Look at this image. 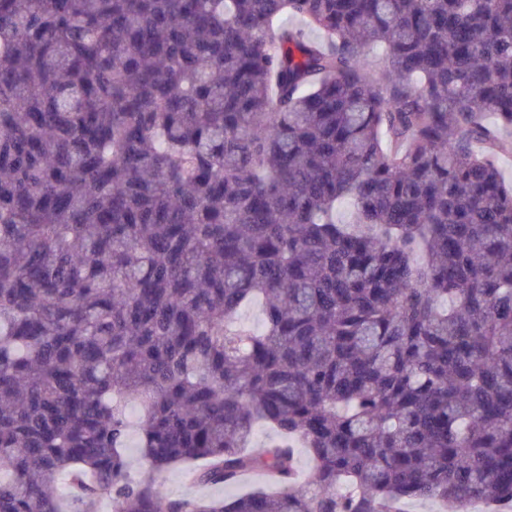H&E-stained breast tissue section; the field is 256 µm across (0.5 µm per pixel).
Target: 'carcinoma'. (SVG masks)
Returning <instances> with one entry per match:
<instances>
[{
  "instance_id": "obj_1",
  "label": "carcinoma",
  "mask_w": 512,
  "mask_h": 512,
  "mask_svg": "<svg viewBox=\"0 0 512 512\" xmlns=\"http://www.w3.org/2000/svg\"><path fill=\"white\" fill-rule=\"evenodd\" d=\"M503 153L512 0H0V512L512 503ZM140 420L134 415L133 423L130 430L125 454L130 462L129 477L135 478L140 470L147 467V462L141 457L139 448H136L139 442ZM166 493L173 498L194 499L201 496H212L231 499L247 491L251 485L234 484L231 486H198L191 484L183 475L181 469H171L162 473L159 477Z\"/></svg>"
}]
</instances>
